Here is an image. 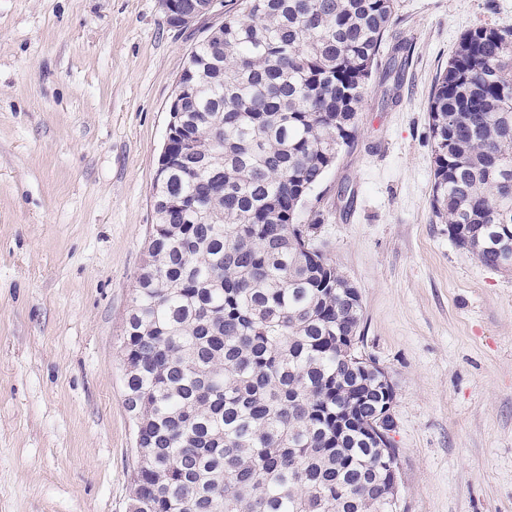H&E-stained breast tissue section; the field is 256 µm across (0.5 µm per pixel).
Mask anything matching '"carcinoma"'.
<instances>
[{
	"mask_svg": "<svg viewBox=\"0 0 512 512\" xmlns=\"http://www.w3.org/2000/svg\"><path fill=\"white\" fill-rule=\"evenodd\" d=\"M394 0H244L190 53L168 176L127 317L131 512H393L399 449L351 358L362 301L301 223L350 143ZM430 207L512 270V28L459 41L428 102Z\"/></svg>",
	"mask_w": 512,
	"mask_h": 512,
	"instance_id": "obj_1",
	"label": "carcinoma"
}]
</instances>
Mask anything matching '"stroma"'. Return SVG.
I'll use <instances>...</instances> for the list:
<instances>
[{
	"instance_id": "35a3bbf8",
	"label": "stroma",
	"mask_w": 512,
	"mask_h": 512,
	"mask_svg": "<svg viewBox=\"0 0 512 512\" xmlns=\"http://www.w3.org/2000/svg\"><path fill=\"white\" fill-rule=\"evenodd\" d=\"M160 0H0V512H128L123 332L176 80L220 23ZM512 0H396L354 138L302 222L394 384L407 512H512V272L430 209L428 98ZM176 0H161L168 23L177 28H185L192 25L202 16L211 12L224 13L223 0H196L200 3L195 5L192 11H177L175 7Z\"/></svg>"
}]
</instances>
